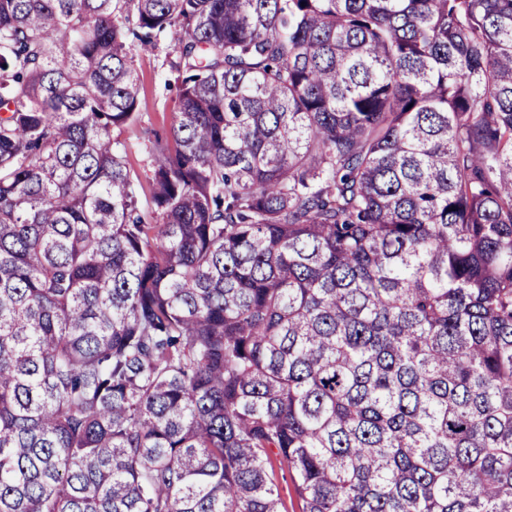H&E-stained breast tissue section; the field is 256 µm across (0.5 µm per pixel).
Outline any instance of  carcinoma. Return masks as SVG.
I'll list each match as a JSON object with an SVG mask.
<instances>
[{
  "instance_id": "carcinoma-1",
  "label": "carcinoma",
  "mask_w": 512,
  "mask_h": 512,
  "mask_svg": "<svg viewBox=\"0 0 512 512\" xmlns=\"http://www.w3.org/2000/svg\"><path fill=\"white\" fill-rule=\"evenodd\" d=\"M276 466L512 512V0H0V512H288ZM173 43L168 39L163 49L155 54L140 53L135 57L134 67L140 86L138 120L125 127L120 135L127 147L128 164L141 175L143 189L139 206L152 223L156 214L151 203V143L148 137H152L149 132L165 137L170 130L176 89H166L164 81L169 75V61L174 58L168 54L171 50L166 46Z\"/></svg>"
}]
</instances>
